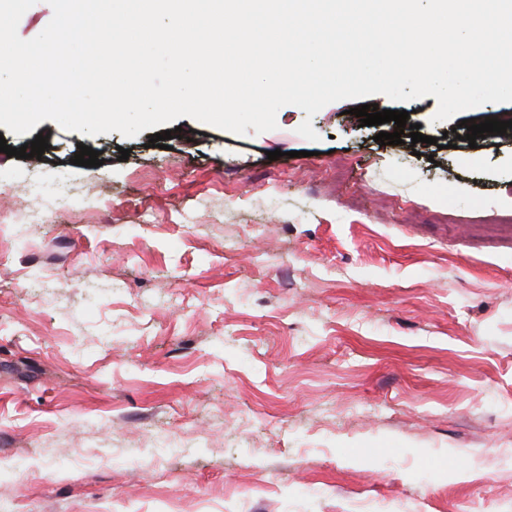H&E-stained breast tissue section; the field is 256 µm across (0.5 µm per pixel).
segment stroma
<instances>
[{
    "label": "stroma",
    "instance_id": "obj_1",
    "mask_svg": "<svg viewBox=\"0 0 512 512\" xmlns=\"http://www.w3.org/2000/svg\"><path fill=\"white\" fill-rule=\"evenodd\" d=\"M436 111L0 125L49 143L0 152V225L34 218L0 239V512H512V129L454 133L512 103Z\"/></svg>",
    "mask_w": 512,
    "mask_h": 512
}]
</instances>
